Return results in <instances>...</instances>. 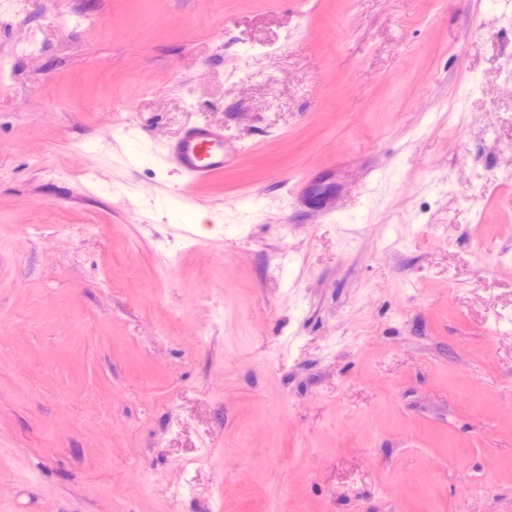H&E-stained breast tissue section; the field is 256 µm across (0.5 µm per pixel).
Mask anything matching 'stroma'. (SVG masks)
I'll list each match as a JSON object with an SVG mask.
<instances>
[{"label":"stroma","mask_w":512,"mask_h":512,"mask_svg":"<svg viewBox=\"0 0 512 512\" xmlns=\"http://www.w3.org/2000/svg\"><path fill=\"white\" fill-rule=\"evenodd\" d=\"M0 61V512H512V6L0 0ZM166 156L185 177L187 189L211 181L234 162V154L224 151V130L210 125L186 128ZM164 213L169 217L178 220L182 224H189L196 230L202 233H208L210 230H207L203 225V222L208 217V213L199 208L193 211H181L176 206L167 207L164 210Z\"/></svg>","instance_id":"obj_1"}]
</instances>
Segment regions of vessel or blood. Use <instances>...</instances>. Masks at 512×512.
Here are the masks:
<instances>
[{"mask_svg": "<svg viewBox=\"0 0 512 512\" xmlns=\"http://www.w3.org/2000/svg\"><path fill=\"white\" fill-rule=\"evenodd\" d=\"M166 155L190 189L211 181L234 161L233 154L224 149L223 129L210 125L186 128Z\"/></svg>", "mask_w": 512, "mask_h": 512, "instance_id": "vessel-or-blood-1", "label": "vessel or blood"}]
</instances>
